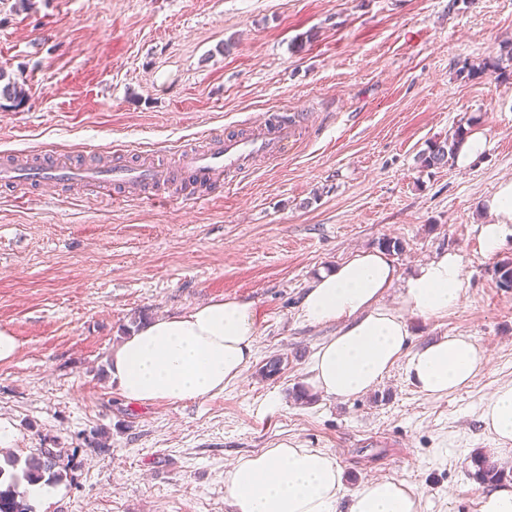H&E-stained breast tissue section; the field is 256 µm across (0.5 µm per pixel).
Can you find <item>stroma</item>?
Masks as SVG:
<instances>
[{
  "instance_id": "35a3bbf8",
  "label": "stroma",
  "mask_w": 512,
  "mask_h": 512,
  "mask_svg": "<svg viewBox=\"0 0 512 512\" xmlns=\"http://www.w3.org/2000/svg\"><path fill=\"white\" fill-rule=\"evenodd\" d=\"M512 0H0V164L45 149L90 165L244 133L267 112L306 137L231 189L172 188L126 206L68 186L0 191V418L19 458L61 452L63 478L32 512H231L226 464L293 439L335 457L346 484L404 481L420 512H479L481 421L512 382V288L485 257L482 198L512 177ZM482 132L466 168L420 154L457 127ZM401 241V275L445 251L469 288L448 316L410 317V347L472 337L487 363L468 390L421 395L397 365L361 396L295 397L334 326L298 316L306 286L351 251ZM224 298L250 303L259 342L210 398L137 405L107 373L144 319ZM278 372H269L271 362ZM272 401L275 411L262 412Z\"/></svg>"
}]
</instances>
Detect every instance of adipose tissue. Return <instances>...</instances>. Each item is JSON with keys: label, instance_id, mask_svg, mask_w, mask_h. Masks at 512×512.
Returning a JSON list of instances; mask_svg holds the SVG:
<instances>
[{"label": "adipose tissue", "instance_id": "obj_1", "mask_svg": "<svg viewBox=\"0 0 512 512\" xmlns=\"http://www.w3.org/2000/svg\"><path fill=\"white\" fill-rule=\"evenodd\" d=\"M483 253L494 256L512 236V179L480 203ZM398 267L384 251L358 250L335 269L319 274L299 306L303 322L335 326L313 353L306 389L350 398L375 388L396 364L424 396L442 398L468 389L485 366L471 337L442 335L420 347L407 346V317L447 316L464 298L468 280L463 258L444 252L419 264L404 280L402 308L384 299ZM258 326L251 304L215 301L189 313L159 316L114 348L109 371L123 397L135 404L182 402L223 393L236 383L255 353ZM499 443L492 456H512V384L499 387L482 413ZM224 498L232 512H419V498L405 482L367 479L347 489L335 458L291 439L239 459L224 473Z\"/></svg>", "mask_w": 512, "mask_h": 512}]
</instances>
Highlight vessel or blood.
Listing matches in <instances>:
<instances>
[{
    "label": "vessel or blood",
    "mask_w": 512,
    "mask_h": 512,
    "mask_svg": "<svg viewBox=\"0 0 512 512\" xmlns=\"http://www.w3.org/2000/svg\"><path fill=\"white\" fill-rule=\"evenodd\" d=\"M302 135L299 116L269 112L247 132L215 135L201 150L181 149L169 165L147 159L134 163L118 154L107 167L84 170L65 154L44 150L20 164L0 166V183L14 188L29 182L85 184L111 192L116 201L156 195L159 188L177 182L184 172L197 183L229 188L239 184L259 163L287 156Z\"/></svg>",
    "instance_id": "obj_1"
}]
</instances>
